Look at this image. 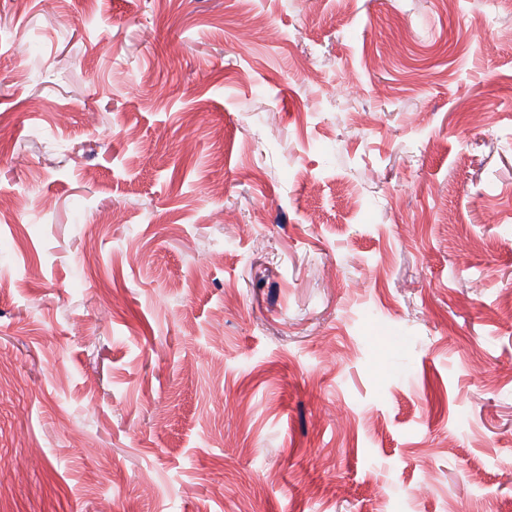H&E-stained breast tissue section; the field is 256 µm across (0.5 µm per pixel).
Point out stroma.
<instances>
[{
    "mask_svg": "<svg viewBox=\"0 0 512 512\" xmlns=\"http://www.w3.org/2000/svg\"><path fill=\"white\" fill-rule=\"evenodd\" d=\"M0 512H512V0H0Z\"/></svg>",
    "mask_w": 512,
    "mask_h": 512,
    "instance_id": "stroma-1",
    "label": "stroma"
}]
</instances>
